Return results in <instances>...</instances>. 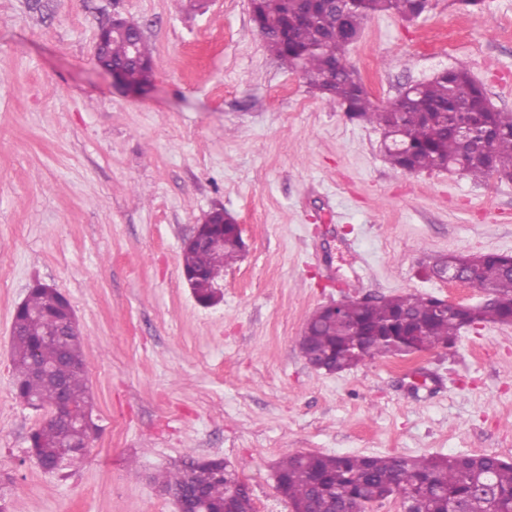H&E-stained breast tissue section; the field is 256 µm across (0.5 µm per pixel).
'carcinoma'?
Listing matches in <instances>:
<instances>
[{
	"mask_svg": "<svg viewBox=\"0 0 512 512\" xmlns=\"http://www.w3.org/2000/svg\"><path fill=\"white\" fill-rule=\"evenodd\" d=\"M430 9V0H336L311 10L298 0H251V19L268 52L350 119L383 129L394 140L387 153L391 165L403 172L460 168L476 179L512 177V112L497 109L485 87L464 69L418 84L417 92L391 105H378L357 73L347 66V48L356 42L364 22L380 12L412 22ZM152 62V52L137 23L112 37L106 62L126 66L131 83L148 82L150 66L129 62L132 57ZM466 119L489 140L487 152L465 143L457 132ZM242 249L228 238L222 249L183 247V271L196 276L200 302L211 297L224 268L235 263ZM473 273L491 298L471 310L436 312L425 294L395 295L363 306L351 301L335 320L315 311L299 350L310 362H324L340 374L377 358V349L392 346L391 336H413L418 351L455 344L467 322H512V268L497 253L473 256ZM74 315L69 300L57 289L38 284L14 315L20 330L12 337L13 391L20 402L34 401L53 408L54 387L32 370L39 358L67 382L68 398L78 410L89 408L85 370L60 363V349L50 340ZM87 431L64 434L49 413L29 437L30 452L46 472H56L81 455ZM279 494L295 512H338L362 498L380 502L395 495L416 500L420 512H512V463L496 455H385L294 453L277 464ZM169 492L202 491V505L222 512L230 501L235 512H254L252 496L240 490L241 479L221 459L189 460L157 477Z\"/></svg>",
	"mask_w": 512,
	"mask_h": 512,
	"instance_id": "carcinoma-1",
	"label": "carcinoma"
}]
</instances>
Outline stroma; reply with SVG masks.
Instances as JSON below:
<instances>
[{"label":"stroma","mask_w":512,"mask_h":512,"mask_svg":"<svg viewBox=\"0 0 512 512\" xmlns=\"http://www.w3.org/2000/svg\"><path fill=\"white\" fill-rule=\"evenodd\" d=\"M139 23L154 75L139 94L93 54L112 16ZM345 60L373 101L462 67L512 112V0L471 16L372 15ZM288 87L277 95L279 87ZM382 133L310 90L264 47L250 0H0V506L5 512H176L154 482L221 458L255 512H290L286 454L488 453L512 462V326L451 349L328 374L298 342L319 307L407 293L483 302L434 276L448 254H512V181L407 173ZM245 256L199 305L181 246L211 211ZM71 302L97 426L62 474L28 438L11 326L34 282Z\"/></svg>","instance_id":"stroma-1"}]
</instances>
